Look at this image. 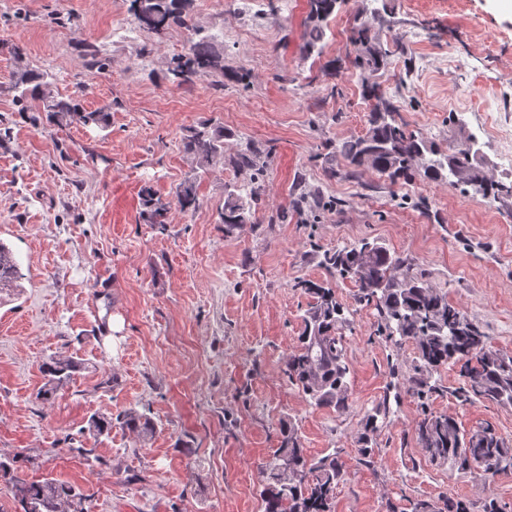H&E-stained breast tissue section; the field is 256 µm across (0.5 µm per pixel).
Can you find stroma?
<instances>
[{
	"mask_svg": "<svg viewBox=\"0 0 512 512\" xmlns=\"http://www.w3.org/2000/svg\"><path fill=\"white\" fill-rule=\"evenodd\" d=\"M308 0H192L197 27L223 32L226 79L177 85L169 72L191 34L136 27L130 0H0V242L23 279L0 293V459L28 481L54 479L88 495L89 512H264L263 465L295 426L308 459L338 453L345 470L332 512H411L420 499L464 500L483 512L495 497L512 512V473L483 484L430 462L407 395L413 348L376 336L360 309L346 332L347 410L317 406L283 373L300 345L311 301L299 280H326L316 248L376 239L413 256L449 300L480 323L491 348L512 354V196L461 195L421 176L388 185L380 173L328 178L327 141L364 134L360 73L347 61L353 27L366 25L389 55L376 72L408 130L447 152L461 130L479 134L497 180L512 150V0H341L322 56L304 57ZM107 61L89 69L73 43ZM20 47L53 74L60 98L110 107L107 128L33 124L11 89ZM344 60L337 75L325 65ZM246 70L248 87L234 73ZM224 132V155L204 163L182 141L201 126ZM266 150L264 191L250 224L225 233L228 159ZM194 183L195 210L175 191ZM168 202L167 224H146L141 190ZM340 199L317 223L291 210L299 186ZM426 198L429 213L393 195ZM287 221H279V213ZM72 357L70 381L47 401L42 366ZM400 374H393L392 365ZM431 411L472 429L491 422L512 439V406L462 405L455 367L441 368ZM386 410L369 443L366 419ZM145 414L156 431L138 441L115 421ZM113 418L110 434L88 430Z\"/></svg>",
	"mask_w": 512,
	"mask_h": 512,
	"instance_id": "stroma-1",
	"label": "stroma"
}]
</instances>
